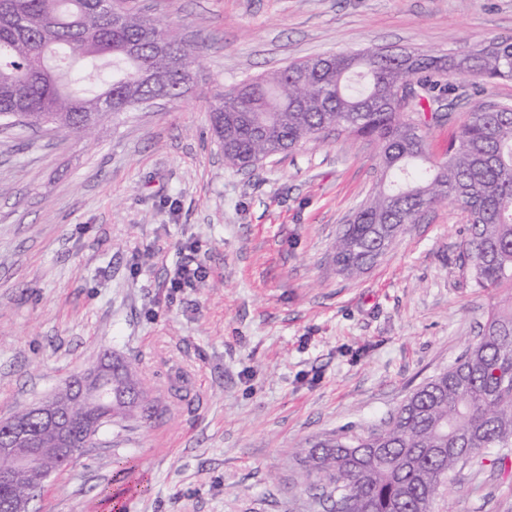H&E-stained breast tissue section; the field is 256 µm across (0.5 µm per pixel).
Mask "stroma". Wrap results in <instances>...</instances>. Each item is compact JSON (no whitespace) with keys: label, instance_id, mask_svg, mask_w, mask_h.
Here are the masks:
<instances>
[{"label":"stroma","instance_id":"obj_1","mask_svg":"<svg viewBox=\"0 0 512 512\" xmlns=\"http://www.w3.org/2000/svg\"><path fill=\"white\" fill-rule=\"evenodd\" d=\"M203 46L180 100L103 120L92 141L0 132V418L104 355L132 357L159 402L109 425L30 512H325L296 448L372 430L474 343L506 289L458 261L464 213L405 225L359 278L334 244L380 177L377 143L330 131L252 170L225 166L208 107L224 87L325 53H455L512 35V0H135ZM469 80L423 115L442 158L469 120ZM183 265L205 277L171 284ZM131 454L148 480L117 473ZM465 468L433 512H512V476ZM109 497H102V490Z\"/></svg>","mask_w":512,"mask_h":512}]
</instances>
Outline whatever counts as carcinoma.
Wrapping results in <instances>:
<instances>
[{"instance_id":"obj_1","label":"carcinoma","mask_w":512,"mask_h":512,"mask_svg":"<svg viewBox=\"0 0 512 512\" xmlns=\"http://www.w3.org/2000/svg\"><path fill=\"white\" fill-rule=\"evenodd\" d=\"M124 20L96 8L95 0H0V122L36 129L57 114L70 131L91 135L107 116L148 104L158 88L138 82L141 71L166 76L175 99L184 97L183 75L155 52L168 40L187 68L198 69L200 45L187 44L121 0ZM448 57L420 61L377 52L329 53L292 62L267 75L224 88L210 106V125L224 149V164L253 169L269 154L294 151L326 131L375 140L381 176L357 208L354 224L336 239L339 271L354 279L372 267L403 224L445 202L467 214L458 245L469 279L484 290L509 289L484 318L481 338L448 369L416 388L378 432L341 430L296 452L308 480L305 490L339 484L330 508L342 512H431L451 473L486 448L512 447V108L476 101L470 120L448 141L446 157H429L420 120L401 117L392 88L416 80L432 91V78L448 73L478 85L512 78V36L492 38ZM87 61L84 78L99 85L89 96L66 90V60ZM115 390L137 383L133 363L121 359ZM158 410L125 402L117 422ZM118 472L143 490L147 479L136 457L116 459ZM28 492L21 476L0 486V506Z\"/></svg>"}]
</instances>
